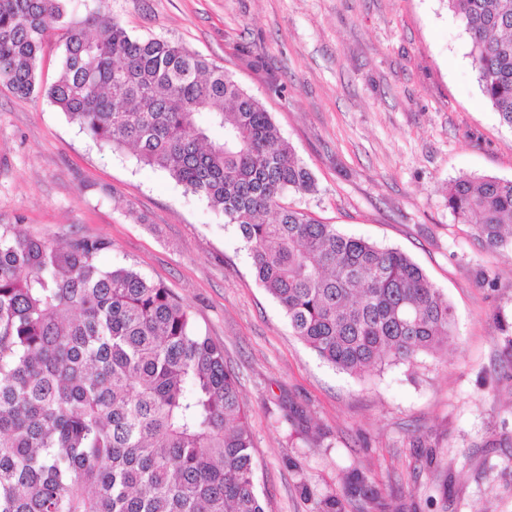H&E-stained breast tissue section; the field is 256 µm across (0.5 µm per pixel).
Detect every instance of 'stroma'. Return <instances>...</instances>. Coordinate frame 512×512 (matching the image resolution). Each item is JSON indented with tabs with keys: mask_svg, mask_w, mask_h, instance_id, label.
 <instances>
[{
	"mask_svg": "<svg viewBox=\"0 0 512 512\" xmlns=\"http://www.w3.org/2000/svg\"><path fill=\"white\" fill-rule=\"evenodd\" d=\"M224 66L313 173L288 204L409 256L452 306L448 344L365 377L322 361L257 280L235 226L128 149L0 82V225L101 238L103 266L163 283L239 378L268 512H512V256L448 184L512 180V127L481 92L446 0H72ZM362 472L376 500L350 493Z\"/></svg>",
	"mask_w": 512,
	"mask_h": 512,
	"instance_id": "stroma-1",
	"label": "stroma"
}]
</instances>
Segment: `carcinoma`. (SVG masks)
Returning <instances> with one entry per match:
<instances>
[{"mask_svg": "<svg viewBox=\"0 0 512 512\" xmlns=\"http://www.w3.org/2000/svg\"><path fill=\"white\" fill-rule=\"evenodd\" d=\"M69 0H0V80L42 93L93 140L128 148L238 227L293 332L353 376L447 343L454 312L403 252L348 237L284 200L317 191L263 104L222 66L133 36ZM481 91L512 127V0H447ZM62 26L56 77L38 55ZM222 137L213 139L210 131ZM448 209L512 253V180L459 177ZM0 225V512H267L238 378L163 284ZM316 512H343L331 492Z\"/></svg>", "mask_w": 512, "mask_h": 512, "instance_id": "1", "label": "carcinoma"}]
</instances>
